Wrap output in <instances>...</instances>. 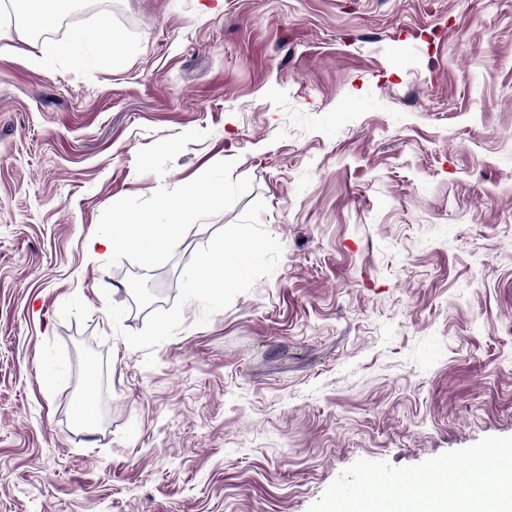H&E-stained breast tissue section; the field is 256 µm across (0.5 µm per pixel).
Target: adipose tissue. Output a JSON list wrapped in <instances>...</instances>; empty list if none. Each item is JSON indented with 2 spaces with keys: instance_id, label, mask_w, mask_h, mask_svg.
I'll list each match as a JSON object with an SVG mask.
<instances>
[{
  "instance_id": "1",
  "label": "adipose tissue",
  "mask_w": 512,
  "mask_h": 512,
  "mask_svg": "<svg viewBox=\"0 0 512 512\" xmlns=\"http://www.w3.org/2000/svg\"><path fill=\"white\" fill-rule=\"evenodd\" d=\"M204 200L198 188L192 187L176 200L166 202L163 211L167 216L163 224H142L137 217L126 212H116L107 232L91 239L89 250H112L119 243H133L144 254L150 255L159 250L175 247L181 232L189 229L197 220Z\"/></svg>"
}]
</instances>
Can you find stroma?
Segmentation results:
<instances>
[{"instance_id": "35a3bbf8", "label": "stroma", "mask_w": 512, "mask_h": 512, "mask_svg": "<svg viewBox=\"0 0 512 512\" xmlns=\"http://www.w3.org/2000/svg\"><path fill=\"white\" fill-rule=\"evenodd\" d=\"M93 2L0 0V512H308L512 436V0ZM191 184L174 248L87 252ZM229 259L224 254V250H218L208 256L204 265L199 267L196 271L189 275L187 280V290L192 296H202L216 301L220 295V290L223 291L224 281L220 282L219 287L215 286L212 278V271L215 268H224V264H228ZM71 415L79 427L87 430L97 428L100 410L94 395H83L76 399L71 409Z\"/></svg>"}]
</instances>
